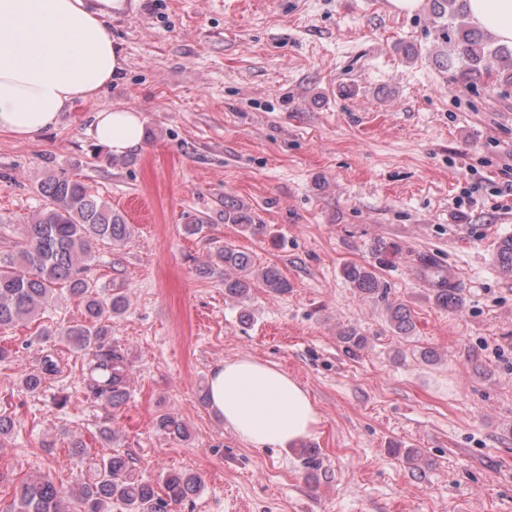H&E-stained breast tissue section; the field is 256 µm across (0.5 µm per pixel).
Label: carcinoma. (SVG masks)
Instances as JSON below:
<instances>
[{
  "mask_svg": "<svg viewBox=\"0 0 512 512\" xmlns=\"http://www.w3.org/2000/svg\"><path fill=\"white\" fill-rule=\"evenodd\" d=\"M434 39L439 50L435 61L451 79L470 84L493 77L495 82L512 84V49L494 47L488 35L469 21L466 0H432ZM40 193L46 207L24 226L23 238L9 249H0V329L24 320H36L56 299L64 285L83 305L84 320L61 328L45 327L43 336H60L72 347L88 355L84 383L93 397L112 409L122 407L129 395L128 353L109 341L112 322L126 311L128 300L121 292L104 297L82 273L94 261L92 244L106 241L113 246L126 243L132 225L100 196L83 183L50 174L42 181ZM224 223L235 224L251 235L265 233L266 226L253 223L247 208L224 206ZM221 272L224 295L243 303L251 288L259 285L275 294H286L288 279L271 265L257 266L250 253L232 245L217 249L203 268L211 275ZM345 278L367 296L384 295V285L375 272L363 266L344 269ZM436 302L444 309L457 307L454 289L443 282L436 289ZM391 326L400 336L414 329L411 312L404 305L387 308ZM59 372L57 359L50 353L40 365L24 375L23 386L30 392L43 387ZM155 428L166 435L188 438L186 426L171 414H161ZM135 458L114 453L103 459L92 483H85L77 494L73 512H112V502H120L127 512H169L201 486L195 474H169L164 494L134 477ZM66 493L48 474L22 482L17 488L13 512H65Z\"/></svg>",
  "mask_w": 512,
  "mask_h": 512,
  "instance_id": "1",
  "label": "carcinoma"
}]
</instances>
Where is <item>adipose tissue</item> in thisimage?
Here are the masks:
<instances>
[{
  "instance_id": "1",
  "label": "adipose tissue",
  "mask_w": 512,
  "mask_h": 512,
  "mask_svg": "<svg viewBox=\"0 0 512 512\" xmlns=\"http://www.w3.org/2000/svg\"><path fill=\"white\" fill-rule=\"evenodd\" d=\"M127 0H0V134L19 141L55 128L75 101L117 80L123 57L112 19ZM471 22L512 47V0H467ZM90 135L115 156L144 139L140 112H96ZM209 403L255 449L283 448L318 433L322 417L306 388L276 365L243 355L216 366Z\"/></svg>"
}]
</instances>
